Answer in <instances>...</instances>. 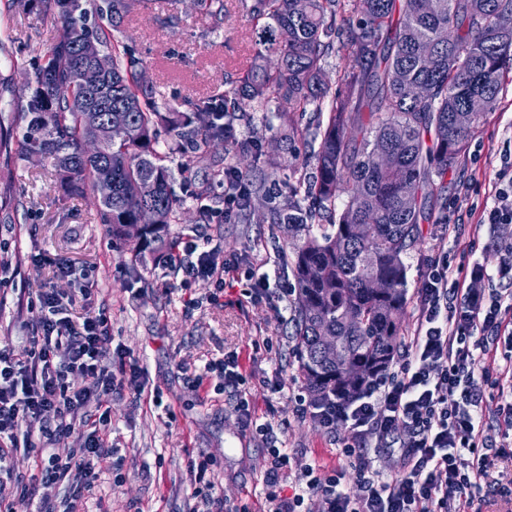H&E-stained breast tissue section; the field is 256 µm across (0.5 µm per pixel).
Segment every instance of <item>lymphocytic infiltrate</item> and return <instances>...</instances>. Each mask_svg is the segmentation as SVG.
<instances>
[{
	"mask_svg": "<svg viewBox=\"0 0 512 512\" xmlns=\"http://www.w3.org/2000/svg\"><path fill=\"white\" fill-rule=\"evenodd\" d=\"M479 223L512 224V162H505L489 183ZM171 264L185 276L216 285L232 270L215 264L199 239L187 238ZM496 274L502 289L485 291L478 280ZM417 324L407 339L405 357L396 371L368 383L352 400L333 398L317 407L300 402L299 413L310 414L324 428L345 427L349 443L341 457L358 466L360 494H350L341 474L305 466L301 476L308 492L322 494L326 512H468L490 466L486 414L502 418L512 431V354L499 355L500 343L512 346V255L496 265L478 260L456 271L447 258L434 259L420 288ZM44 316L26 354L0 346V482L11 481L10 495L0 496V512H17L26 505L35 512H85L84 505L112 457L107 414L92 413L98 395L122 385L142 394L144 384L137 362L113 349L105 315L78 320L68 315L69 304L53 291L40 299ZM488 361L476 372L478 360ZM497 389V403L488 406L485 380ZM87 409L82 420L71 413ZM44 420L42 439L49 452L35 461L41 476L67 487L56 500L39 497L36 479L13 476L8 465L18 451L32 449V421ZM402 468L390 479L372 471L354 443L369 433L387 441L397 429ZM77 435L81 443L66 456L52 453L59 438ZM292 468L286 450L270 451L264 482L268 512H296L302 495H287L282 485Z\"/></svg>",
	"mask_w": 512,
	"mask_h": 512,
	"instance_id": "obj_1",
	"label": "lymphocytic infiltrate"
}]
</instances>
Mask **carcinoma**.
I'll list each match as a JSON object with an SVG mask.
<instances>
[{"mask_svg":"<svg viewBox=\"0 0 512 512\" xmlns=\"http://www.w3.org/2000/svg\"><path fill=\"white\" fill-rule=\"evenodd\" d=\"M37 2L61 19L64 34L35 70L28 151L51 159L73 193L97 191L102 166L112 165V196L98 202L112 238L128 239L127 225L144 208L157 215L134 240L139 255L173 244L171 225L184 209L164 164L171 151L190 181L211 142H223L224 217L250 223L256 198L268 196V160L262 137L239 140L234 126L273 102L288 104L278 113L282 137L318 149L295 165L284 202L268 207L263 222L287 232L278 258L295 281L296 354L310 400L357 397L397 353L404 257L474 134L478 116L464 108L477 95L493 107L512 66V0H303L300 8L297 0H240L251 17L268 20L250 72L224 93L182 106L158 102L136 50L110 41L150 0ZM201 4L221 27L224 0ZM91 40L112 57L111 76L93 92L80 69L56 68L59 56L78 57ZM332 55L351 59L336 85L323 78ZM90 105L108 126L94 156L82 152L95 135ZM291 112H311L314 121L302 127ZM381 149L391 155L386 167L376 160ZM365 222L369 232L358 239L352 225ZM373 281L380 288H369ZM324 334L336 337L335 353L321 348Z\"/></svg>","mask_w":512,"mask_h":512,"instance_id":"carcinoma-1","label":"carcinoma"}]
</instances>
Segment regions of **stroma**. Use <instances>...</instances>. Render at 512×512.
I'll list each match as a JSON object with an SVG mask.
<instances>
[{"mask_svg":"<svg viewBox=\"0 0 512 512\" xmlns=\"http://www.w3.org/2000/svg\"><path fill=\"white\" fill-rule=\"evenodd\" d=\"M226 5L228 17L218 30L192 0H156L125 24L159 101L205 98L223 92L225 77L245 75L263 23L247 16L238 0ZM62 35L60 22L34 0L24 6L0 0V127L12 136L10 153L0 155V255L18 271L14 291L0 296V344L24 351L41 320L38 299L51 289L74 300V316L106 313L113 347L142 368L143 395L117 388L99 397L100 411L111 419L115 452L86 512H189L187 462L201 454L226 512H265L263 477L272 443L285 446L298 464L330 468L347 435L293 408V396L306 388L289 336L292 273L278 259L270 225L228 224L220 216L197 222L194 190L205 189L215 208L224 206V186L211 177L224 164L223 147L209 150L192 184H174L186 205L173 233L206 240L215 262L237 266L214 301L205 297L206 282L185 278L156 255L136 260L132 242L113 240L101 224L92 195L71 194L49 160L27 153L25 106L34 70ZM511 157L512 69L503 75L496 104L480 112L462 162L448 173L447 210L435 222L419 224L417 241L404 258L402 335L416 325L421 281L437 254H447L454 268L480 259L489 229L469 209L483 202L488 183ZM452 224L458 227L453 238ZM35 254L45 255V263L34 265ZM60 262L72 265L71 276L58 275ZM254 265L269 273L273 298H251L245 272ZM234 351L242 357L258 413L266 411L264 379L277 373L285 384L274 402L273 438L244 426L234 411V392L216 391L212 378L194 380L208 361Z\"/></svg>","mask_w":512,"mask_h":512,"instance_id":"stroma-1","label":"stroma"}]
</instances>
